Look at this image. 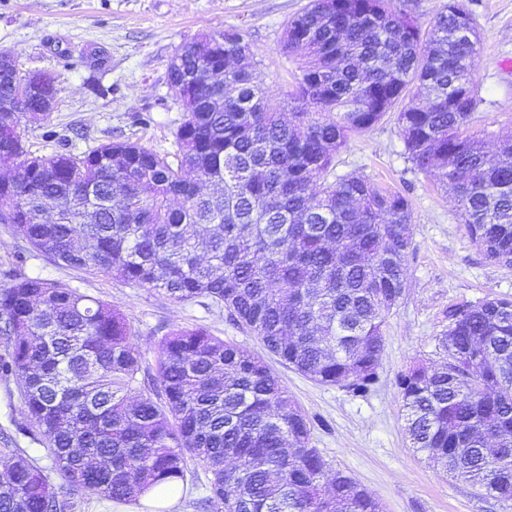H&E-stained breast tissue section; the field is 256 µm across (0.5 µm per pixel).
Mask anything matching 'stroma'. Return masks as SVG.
Listing matches in <instances>:
<instances>
[{
	"label": "stroma",
	"instance_id": "1",
	"mask_svg": "<svg viewBox=\"0 0 512 512\" xmlns=\"http://www.w3.org/2000/svg\"><path fill=\"white\" fill-rule=\"evenodd\" d=\"M308 0H0V50L26 69L55 76L61 91L49 118L25 125L29 150L40 152L52 129L78 153L108 140L173 150L182 112L167 82L171 57L199 36L228 27L247 32L256 73L280 101L298 63L280 51L285 24ZM476 17L480 51L473 69L481 102L467 127L488 145L512 136V0H465ZM369 176L403 193L412 208L413 249L403 298L390 313L379 379L355 394L319 384L268 354L226 313L199 302L178 303L93 271H77L37 255L13 227L0 224V288L7 272L41 277L119 308L138 332L146 365L172 327H202L263 357L306 414L312 444L383 512H512V500L479 495L450 479L411 448L399 377L417 362L440 365L438 338L448 307L493 296L512 297V269L489 262L471 241L451 189L418 171L405 153L395 113L349 139L333 176Z\"/></svg>",
	"mask_w": 512,
	"mask_h": 512
}]
</instances>
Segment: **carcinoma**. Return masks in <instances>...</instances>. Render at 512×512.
<instances>
[{"label": "carcinoma", "instance_id": "obj_1", "mask_svg": "<svg viewBox=\"0 0 512 512\" xmlns=\"http://www.w3.org/2000/svg\"><path fill=\"white\" fill-rule=\"evenodd\" d=\"M478 48L460 0L426 31L394 0H309L286 25L283 50L300 67L277 109L245 64L247 33L203 35L169 63L184 112L172 154L128 140L29 151L22 121L46 120L42 90L21 96L22 79L0 70V211L53 262L204 299L284 365L365 393L405 291L412 210L364 175H329L352 135L407 101L397 123L408 158L448 180L471 239L511 269L512 141L491 155L466 130L481 102ZM446 316L441 367L399 380L409 440L449 477L512 500V299ZM0 337V378L20 380L16 431L52 458L47 468L0 448V512H71L76 489L136 502L157 483L188 484L191 461L208 472L201 512H379L327 468L265 362L205 329H170L152 373L115 307L19 275L0 288Z\"/></svg>", "mask_w": 512, "mask_h": 512}]
</instances>
